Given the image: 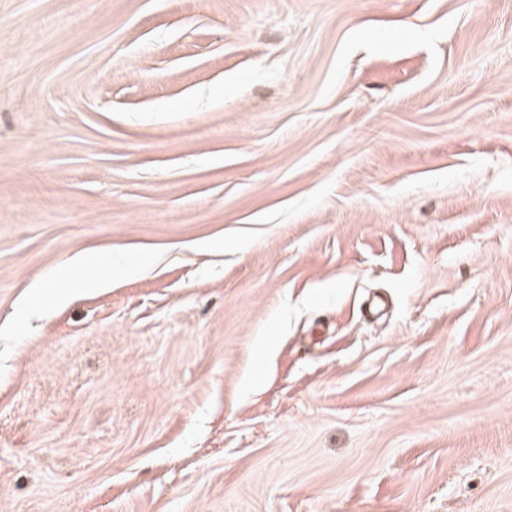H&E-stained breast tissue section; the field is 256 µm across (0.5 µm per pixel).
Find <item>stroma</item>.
Segmentation results:
<instances>
[{
  "mask_svg": "<svg viewBox=\"0 0 512 512\" xmlns=\"http://www.w3.org/2000/svg\"><path fill=\"white\" fill-rule=\"evenodd\" d=\"M0 512H512V0H0Z\"/></svg>",
  "mask_w": 512,
  "mask_h": 512,
  "instance_id": "stroma-1",
  "label": "stroma"
}]
</instances>
